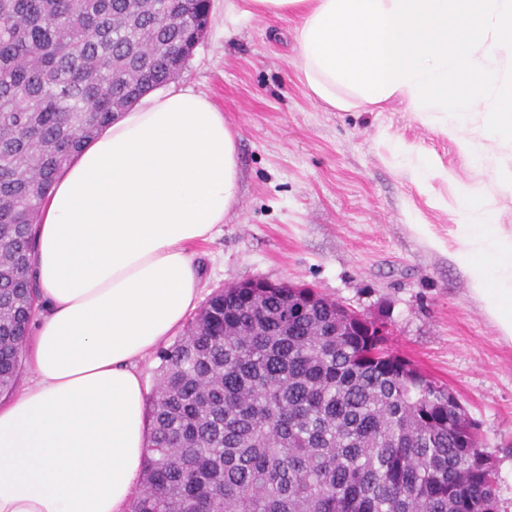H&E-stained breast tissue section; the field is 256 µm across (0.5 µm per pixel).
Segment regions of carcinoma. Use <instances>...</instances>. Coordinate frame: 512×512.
Masks as SVG:
<instances>
[{
  "instance_id": "carcinoma-1",
  "label": "carcinoma",
  "mask_w": 512,
  "mask_h": 512,
  "mask_svg": "<svg viewBox=\"0 0 512 512\" xmlns=\"http://www.w3.org/2000/svg\"><path fill=\"white\" fill-rule=\"evenodd\" d=\"M206 0H0V396L42 307L29 279L56 174L180 77ZM224 288L160 350L131 512H499L448 388L319 294Z\"/></svg>"
}]
</instances>
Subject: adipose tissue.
Here are the masks:
<instances>
[{"mask_svg": "<svg viewBox=\"0 0 512 512\" xmlns=\"http://www.w3.org/2000/svg\"><path fill=\"white\" fill-rule=\"evenodd\" d=\"M249 3L298 17L316 100L483 112L488 139L512 143V0ZM239 190L237 131L185 88L147 94L63 169L37 232L34 378L0 403V512H128L148 446L137 363L196 308L188 247ZM461 256L512 339V237L465 238Z\"/></svg>", "mask_w": 512, "mask_h": 512, "instance_id": "ef3b65f1", "label": "adipose tissue"}]
</instances>
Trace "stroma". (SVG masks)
<instances>
[{
	"mask_svg": "<svg viewBox=\"0 0 512 512\" xmlns=\"http://www.w3.org/2000/svg\"><path fill=\"white\" fill-rule=\"evenodd\" d=\"M293 19L252 13L248 0H211L210 25L177 84L208 98L239 132L238 204L193 246L200 296L264 278L305 284L384 321L390 344L458 395L512 512V341L502 337L457 254L466 228L459 190L478 189L512 236V194L497 174L512 147L484 137L473 164L447 119L395 97L347 110L299 79Z\"/></svg>",
	"mask_w": 512,
	"mask_h": 512,
	"instance_id": "stroma-1",
	"label": "stroma"
}]
</instances>
